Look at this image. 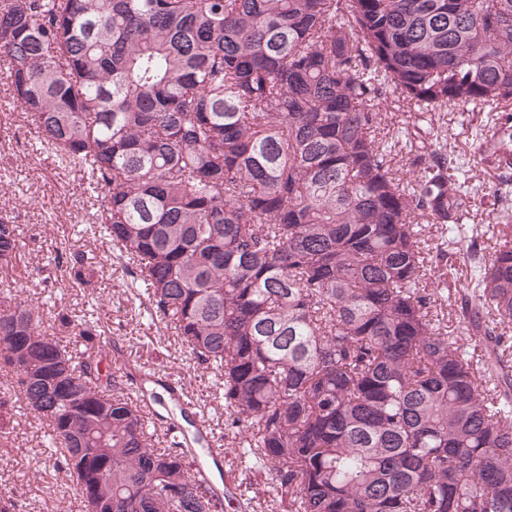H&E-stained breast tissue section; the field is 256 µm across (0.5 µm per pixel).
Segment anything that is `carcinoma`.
<instances>
[{
    "label": "carcinoma",
    "instance_id": "obj_1",
    "mask_svg": "<svg viewBox=\"0 0 512 512\" xmlns=\"http://www.w3.org/2000/svg\"><path fill=\"white\" fill-rule=\"evenodd\" d=\"M0 57L41 144L97 194L91 233L220 376L238 459L293 512H512V225L486 255L465 161L434 134L450 106L494 115L478 141L511 219L512 0H0ZM391 97L413 109L407 183L372 136ZM420 218L451 250L421 249ZM21 249L1 217V280ZM459 252L450 337L422 280ZM60 321L77 364L27 304L0 309V410L18 395L50 421L57 494L216 512L190 449L151 447L102 373L95 304Z\"/></svg>",
    "mask_w": 512,
    "mask_h": 512
}]
</instances>
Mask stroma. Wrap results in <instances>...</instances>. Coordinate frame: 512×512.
Here are the masks:
<instances>
[{
    "label": "stroma",
    "instance_id": "obj_1",
    "mask_svg": "<svg viewBox=\"0 0 512 512\" xmlns=\"http://www.w3.org/2000/svg\"><path fill=\"white\" fill-rule=\"evenodd\" d=\"M484 119L482 112L463 114L455 108L436 116L437 126L447 131L449 146L471 159L475 206L470 221L474 224L491 222L496 210L490 191L494 163L479 154L473 139ZM92 213L79 172L42 150L37 133L26 125L9 87L7 67L0 61V216L19 225L23 241L17 277L0 283V292L26 301L39 328L64 345L72 344L74 337L61 326L59 313L74 316L88 301H96L108 340L110 369L130 372L149 367L173 378L203 410L213 447H227L234 435L224 426L217 378L188 360L180 340L163 321L149 315L144 299L136 296L122 269L118 250L109 240L87 232ZM58 250L83 256L84 282L73 280L69 269L46 267L47 256ZM469 280V266L454 258L442 274H427L423 281L440 296L442 326L454 337L461 335L463 324L453 303ZM13 404L10 414L0 418V493L19 494L22 512H85L80 495L61 498L52 493L69 478L49 461L47 421L23 413L22 399H14ZM212 476L224 493L223 512H288L287 499L272 492L266 471L245 468L229 455Z\"/></svg>",
    "mask_w": 512,
    "mask_h": 512
}]
</instances>
